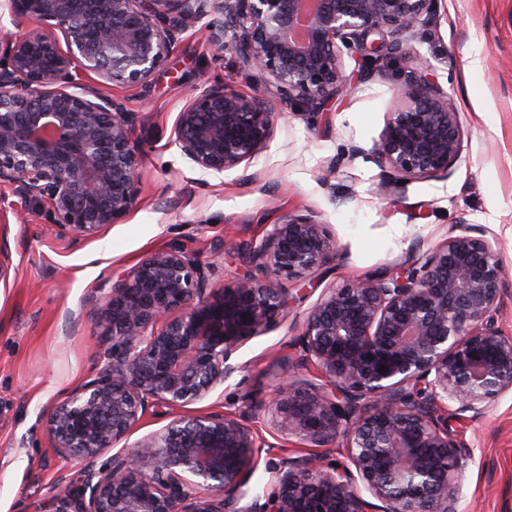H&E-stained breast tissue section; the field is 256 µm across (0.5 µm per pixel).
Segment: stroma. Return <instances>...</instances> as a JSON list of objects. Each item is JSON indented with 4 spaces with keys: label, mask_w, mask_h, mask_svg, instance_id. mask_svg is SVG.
Returning <instances> with one entry per match:
<instances>
[{
    "label": "stroma",
    "mask_w": 512,
    "mask_h": 512,
    "mask_svg": "<svg viewBox=\"0 0 512 512\" xmlns=\"http://www.w3.org/2000/svg\"><path fill=\"white\" fill-rule=\"evenodd\" d=\"M410 45L418 68L453 101L464 135L450 177L413 180L402 197L384 192L385 174L370 154L403 81L393 58L369 75L345 56L351 91L314 115L281 109L272 139L250 163L215 174L189 161L174 129L191 90L221 80L245 95L276 97L232 50L216 56L200 24L179 36L148 86L100 89L139 117L141 195L129 215L94 238L60 237L47 206L0 185V263L8 268L0 281V512H35L60 476L79 471L80 460L52 448L43 415L95 367L101 327L88 295L103 276L129 271L151 252H193L213 268L210 287L220 288L253 270L238 246L260 244L285 215L327 225L336 237V259L234 355L238 372L193 405L243 414L257 431L263 446L240 502L248 512H263L274 492L272 467L314 451L276 430L263 403L283 375L319 379L296 341L325 289L398 267L416 245L434 248L457 224L498 240L512 270V0H438L435 24L418 26ZM441 412L468 449L455 473L459 512H512V392L476 420L451 405Z\"/></svg>",
    "instance_id": "1"
}]
</instances>
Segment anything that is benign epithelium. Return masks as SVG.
Instances as JSON below:
<instances>
[{
    "instance_id": "7a95c632",
    "label": "benign epithelium",
    "mask_w": 512,
    "mask_h": 512,
    "mask_svg": "<svg viewBox=\"0 0 512 512\" xmlns=\"http://www.w3.org/2000/svg\"><path fill=\"white\" fill-rule=\"evenodd\" d=\"M435 2L3 0L13 24L30 30L0 42V185L48 204L59 235L92 238L118 223L140 194L137 116L72 69L145 86L178 36L206 17L216 52L234 30L240 66L273 83L280 103L310 113L350 90L344 54L398 59L407 78L370 153L394 195L414 179L447 178L462 144L459 113L408 46ZM274 122L263 94L214 83L180 112L175 144L202 171L221 174L261 152ZM415 252L399 268L328 289L308 312L298 348L321 382L285 380L272 417L317 447L342 436L347 463L282 460L264 512H458L453 475L465 449L439 404L476 418L512 392V338L492 320L507 273L498 243L469 224ZM336 254L334 234L294 215L246 250L258 270L305 280ZM209 272L171 247L89 295L105 364L45 423L56 451L83 467L75 479L59 477L36 512H243L261 442L233 412L177 414L134 451L97 465L148 407L185 408L224 384L240 369L237 351L284 311L273 283L247 276L215 289Z\"/></svg>"
}]
</instances>
